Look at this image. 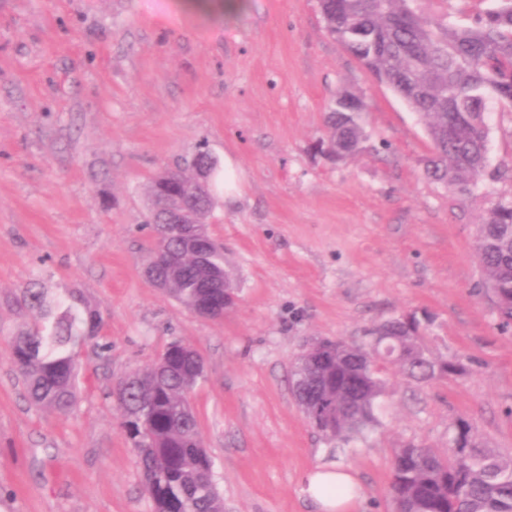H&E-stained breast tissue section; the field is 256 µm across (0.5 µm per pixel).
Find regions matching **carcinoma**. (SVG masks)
Here are the masks:
<instances>
[{
  "instance_id": "1",
  "label": "carcinoma",
  "mask_w": 512,
  "mask_h": 512,
  "mask_svg": "<svg viewBox=\"0 0 512 512\" xmlns=\"http://www.w3.org/2000/svg\"><path fill=\"white\" fill-rule=\"evenodd\" d=\"M414 0H319L327 32L352 53L377 81L398 94L424 123L431 153L425 174L449 189L467 192L488 167L490 100L512 105V0L476 15L475 24L452 25L413 7ZM355 94H336L326 117V135L318 151L342 162L362 149L365 104L349 110ZM217 165L198 151L187 166H167L149 184L154 243L145 265L157 280L169 283L168 295L187 307L223 305V289L207 288L212 271L224 269V250L215 245L203 258L186 251L182 238L165 227L167 198L162 183L181 187V199L209 219L212 193L200 184L213 179ZM475 250L492 285L499 325L512 324V201L500 202L480 225ZM169 253L183 254L177 268ZM36 314L27 328L13 334L11 361L23 377L30 403L56 413L70 411L79 385L78 348L96 338L102 320L84 295L72 289L50 299L43 288L26 287L16 298ZM368 345L340 341L341 388L363 377L365 387L351 400L338 396L341 415L336 429L322 431L325 440L347 443L378 424L377 411L386 391L387 365L418 382L440 381L464 372L460 360L433 358L422 345L421 322L414 315L380 323ZM201 356L173 341L148 368L137 370L115 391L117 410L133 440L152 512H224V497L214 462L201 443L195 414L183 403L204 377ZM328 368L310 361L299 374L295 394L301 407L326 408L329 395L322 373ZM450 454L409 443L394 452L390 486L398 512H512V457L483 446L473 425L458 419Z\"/></svg>"
}]
</instances>
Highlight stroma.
<instances>
[{"mask_svg":"<svg viewBox=\"0 0 512 512\" xmlns=\"http://www.w3.org/2000/svg\"><path fill=\"white\" fill-rule=\"evenodd\" d=\"M361 96L368 139L340 163L314 149L337 92ZM488 172L471 192L427 179L423 122L325 30L317 0H0V512H151L113 391L178 340L204 361L191 396L224 512H317L306 472L358 481L355 512H392L395 449L447 452L457 418L512 455V329L497 325L478 229L512 200V108L490 103ZM206 145L220 168L208 230L238 301L207 319L155 288L146 187ZM33 285L98 309L68 414L40 410L9 359ZM429 315L431 356L462 375L396 368L378 425L333 448L291 393L308 343L359 341Z\"/></svg>","mask_w":512,"mask_h":512,"instance_id":"stroma-1","label":"stroma"}]
</instances>
